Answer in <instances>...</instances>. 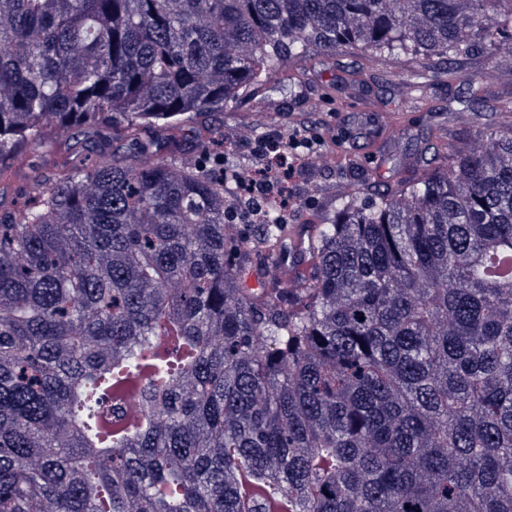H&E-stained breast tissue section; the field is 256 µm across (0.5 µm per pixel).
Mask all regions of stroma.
Here are the masks:
<instances>
[{"label":"stroma","mask_w":512,"mask_h":512,"mask_svg":"<svg viewBox=\"0 0 512 512\" xmlns=\"http://www.w3.org/2000/svg\"><path fill=\"white\" fill-rule=\"evenodd\" d=\"M361 60L358 54L347 56L339 53L324 59L302 75L298 86H267V96L288 107L287 113L274 120L269 119L267 113L256 111L250 99H243L237 111L223 116V144L190 145L189 158L206 164L211 170L219 164L230 172L255 168L261 162L260 155L252 149L256 140L265 135L285 133L286 129L311 117L316 121L311 133L313 145L303 166L305 170L318 168L327 186H335L344 167L350 163L391 167L394 163L390 156L391 147L380 137L375 114L384 107L383 97L391 93L390 76L404 70L405 65L401 62L388 66L380 63L369 69L362 66ZM424 87L432 109L402 113V142H416L425 136L431 125L444 121V108L467 90L463 84L446 86L434 76L427 77ZM355 90L363 96V107L359 110L347 102L349 94ZM245 115L250 117L252 127L251 136L247 139L240 138L236 131ZM111 140V130L103 126L90 134L75 133L74 137L63 140L51 156H44L38 151L27 152L23 164H11L5 175L0 176V216L12 214L27 199L29 187L24 178L25 171H42L50 163L59 166L73 164L80 158L77 144L92 147Z\"/></svg>","instance_id":"1"}]
</instances>
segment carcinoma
I'll use <instances>...</instances> for the list:
<instances>
[{"instance_id":"1","label":"carcinoma","mask_w":512,"mask_h":512,"mask_svg":"<svg viewBox=\"0 0 512 512\" xmlns=\"http://www.w3.org/2000/svg\"><path fill=\"white\" fill-rule=\"evenodd\" d=\"M509 30L512 0H0V159L125 144L0 219V512H512V92L466 78L487 151L441 122L349 167L302 226L308 279L282 211L224 233L178 137L320 55L451 84ZM257 255L281 274L252 288Z\"/></svg>"}]
</instances>
